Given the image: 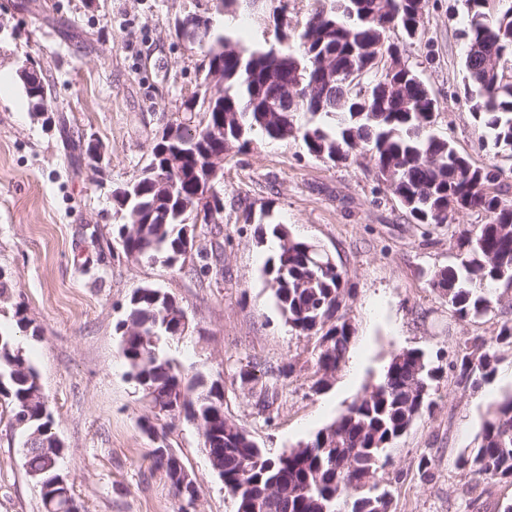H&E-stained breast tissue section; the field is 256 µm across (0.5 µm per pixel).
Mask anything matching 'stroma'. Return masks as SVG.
<instances>
[{"label":"stroma","mask_w":512,"mask_h":512,"mask_svg":"<svg viewBox=\"0 0 512 512\" xmlns=\"http://www.w3.org/2000/svg\"><path fill=\"white\" fill-rule=\"evenodd\" d=\"M211 0H0V330L16 336L36 367L64 445L62 466L82 512H177L155 443L139 420L148 409L126 375L115 333L131 293L150 284L176 296L193 330L167 353L187 373L224 386V412L276 455L310 439L379 378L391 356L419 348L440 369L433 413L398 440L383 480L391 512H501L512 484L493 483L478 501L455 466L475 447L487 408L512 388V347H498L492 379L461 389L450 363L460 339L495 335L501 315L479 322L452 316L428 285L453 260L455 231L486 223L479 211L437 230L411 223L379 186L368 160L333 165L298 142L253 135L224 162L223 282L198 262L168 267L112 249V191L148 161L156 132L176 118L198 86V54L175 35L177 18ZM457 0H427L418 37L389 40L437 98L435 129L472 161L512 168L461 94L465 42ZM51 75L48 111H32L18 77L26 60ZM106 151L88 158L80 142ZM324 248L346 273L354 330L331 384L313 387L315 342L291 331L274 308L261 269L276 247L259 242L265 221ZM30 320L16 324V310ZM270 413L240 381L249 366L282 369ZM201 496L198 512H236L196 427L167 433ZM22 438L0 418V512H42L40 489L25 473ZM432 461L421 477V456Z\"/></svg>","instance_id":"obj_1"}]
</instances>
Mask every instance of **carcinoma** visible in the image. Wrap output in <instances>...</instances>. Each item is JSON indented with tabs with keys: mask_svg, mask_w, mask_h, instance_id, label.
Returning <instances> with one entry per match:
<instances>
[{
	"mask_svg": "<svg viewBox=\"0 0 512 512\" xmlns=\"http://www.w3.org/2000/svg\"><path fill=\"white\" fill-rule=\"evenodd\" d=\"M426 0H314V8L297 32V46L285 43L284 19L270 13L267 0H215L226 13L257 10L273 24L277 41L242 46L229 29L221 30L208 12L188 15L204 25L206 43L197 44V71L224 69V84L212 96L201 92L194 110L165 125L150 151V161L133 180L132 199L113 197L114 214L138 208L149 224L116 223V237L126 243V258L174 265L196 256L214 280L224 277L221 246L210 232H190L183 221L207 204L197 197L195 169H204L208 153L240 148L259 132L276 142L301 140L314 157L335 162L344 154L354 163L367 158L376 177L398 200L413 223L439 227L464 210H479L488 221L463 229L456 237L455 262L434 270L430 287L460 319L479 321L495 311L512 289L500 272L512 271V200L502 197L505 180L495 162L476 165L449 137L434 133L437 113L426 83L409 66L390 75L380 66L387 33L400 29L407 37L424 26ZM466 39L463 92L472 116L490 136L493 147L512 151V70L492 73L490 53L512 64V0H461ZM332 54L339 75L316 94H304L314 80L321 55ZM302 88L289 92L293 74ZM390 80L404 93L388 95ZM28 102L49 103V83L42 71L22 84ZM271 96L288 98V112H265ZM176 130L178 142L165 139ZM167 171L172 192L162 198L153 190L152 168ZM271 235L275 253L262 274L277 310L298 335L315 339L314 386L345 362L352 339L346 318V274L330 264L320 246L295 237L285 224H269L258 240ZM184 312L162 288L136 289L125 317L115 326L127 375L141 391L149 413L171 422L202 419L218 431L211 450L224 472V488L236 512H377L391 505L390 491L377 479L392 464L390 449L413 423L432 411L431 391L439 378L420 349L393 355L382 375L368 384L329 425L304 444L271 456L245 428L224 414V392H213L199 373L183 372L166 353L174 339L170 325ZM512 346V321L496 334L469 336L458 343L453 368L457 384L476 389L495 373L497 347ZM38 373L17 342L0 332V400L19 430L23 466L29 476L51 475L52 414L34 396ZM457 466L475 492L488 481L512 483V390L488 409L478 445L462 453ZM41 500L43 512H66L74 497L71 482Z\"/></svg>",
	"mask_w": 512,
	"mask_h": 512,
	"instance_id": "obj_1",
	"label": "carcinoma"
}]
</instances>
